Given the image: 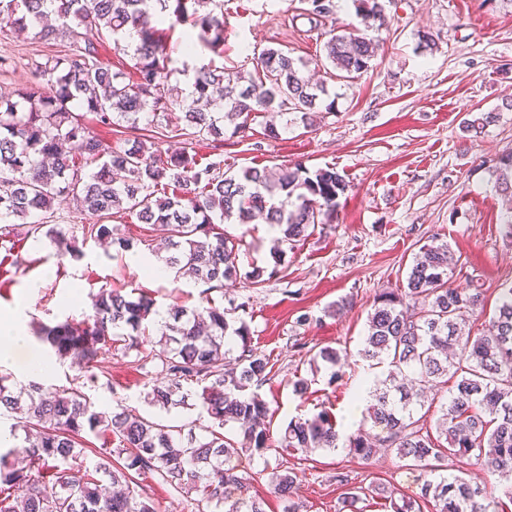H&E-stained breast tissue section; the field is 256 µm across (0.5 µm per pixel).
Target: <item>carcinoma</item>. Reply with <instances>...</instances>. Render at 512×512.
<instances>
[{"label":"carcinoma","instance_id":"carcinoma-1","mask_svg":"<svg viewBox=\"0 0 512 512\" xmlns=\"http://www.w3.org/2000/svg\"><path fill=\"white\" fill-rule=\"evenodd\" d=\"M189 2L203 0H0V31L39 24L45 40L67 33L84 43L76 53L48 58L38 79L16 90V99H0V223L35 217L29 231L50 238L59 255L77 258L73 228L52 223L55 208L72 197L101 218L114 210L134 212L141 223L168 231L155 256L207 293L240 277V243L219 225L261 221L293 248L311 227L334 223L349 185L331 169L311 172L299 162L229 175L219 162L201 164L195 153L161 150L163 139L175 134L152 130L177 108L183 130L201 140L223 137L227 123L231 136L250 137L256 112L290 110L308 123L320 107L332 109L324 104L326 85L304 74L307 62L272 47L255 59L253 76L209 63L193 68L188 91L171 85L178 70L170 67L159 26L185 28L188 56L199 45L214 52L224 44V4L212 0L214 9L199 18L188 11ZM353 4L364 27L386 25L384 0ZM333 9V0H308L304 15L318 24ZM105 32L134 60L135 79L98 59L97 37ZM324 36L326 60L340 77L358 79L372 68L376 40L336 26ZM75 105L83 113L72 112ZM86 113L113 128L137 130L142 123L144 133L114 149L86 132ZM496 118L478 112L464 129H482ZM67 142L78 143L80 160L63 151ZM493 172L512 198V152L496 160ZM81 232L122 251L132 248L112 224H83ZM463 268L448 245L425 244L406 285L374 299L360 355L372 368L385 366L386 377L366 390L362 421L343 440L327 408L290 420L277 439L270 435L268 404L250 388L270 380L275 363L252 345L247 324L232 317L241 305L176 309L158 325L151 296L99 288L86 319L43 324L39 339L94 381L99 356L118 346L136 351L137 367L165 379L145 401L168 411L185 404L184 385L197 384L213 429L202 438L184 435L126 407L99 410L79 386L49 390L31 381L18 387L1 375L0 416L20 415L9 437L19 438L21 430L24 438L0 452V512H156L137 481L146 471L216 512H266L265 499L252 493L265 477L283 512H306L295 499L294 469L250 472L245 461L275 448L294 457L340 446L365 461L380 447L392 448L420 475L414 496L397 497L383 484L355 487L350 472L338 471L330 476L346 488L338 512H364L360 504L375 498L389 512H423L428 503L435 512H488L500 486L512 502V287L498 298L492 331L475 336L466 315L483 314L485 296L477 283L453 287ZM319 359L333 368L328 383L338 382L339 353L322 348L310 355L313 363ZM427 385L448 388L432 424L420 394ZM227 424L238 427L241 440L220 432ZM90 434L104 437L101 446L87 445ZM450 455L475 458L478 474H445Z\"/></svg>","mask_w":512,"mask_h":512}]
</instances>
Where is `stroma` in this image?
<instances>
[{
	"label": "stroma",
	"instance_id": "stroma-1",
	"mask_svg": "<svg viewBox=\"0 0 512 512\" xmlns=\"http://www.w3.org/2000/svg\"><path fill=\"white\" fill-rule=\"evenodd\" d=\"M304 0H224V52L201 48L184 56L182 29L171 31L166 43L173 65L206 63L228 70L253 71L255 52L275 47L308 63V71L323 81L334 102L330 114L304 126L291 114L278 139L264 129L269 113H256L251 143L225 137L221 143L182 137L163 142L171 152L182 149L209 162H223L227 173L247 167L274 168L299 162L309 170L333 168L348 183L336 220L315 227L299 245L273 260L275 234L269 225L228 224L225 232L239 239L241 278L202 295L189 280L157 278L158 260L147 249L155 238L151 225L135 214H114L111 222L121 235L134 240L131 251L106 254L93 240L77 239L79 259L60 257L45 236L28 234L27 224L0 226V318L10 317L29 335L28 347L15 350L0 363V374L25 383L20 367L49 358L50 371L36 380L48 387L66 385L78 373L70 361L53 357L34 339L36 326L66 319L81 321L90 310V293L100 287L140 289L157 301L159 311L193 308L202 300L217 305L238 303L236 318L245 321L252 343L276 362V374L259 387L272 413L270 431L280 434L289 420L309 417L330 407L346 412L353 393L373 371L359 351L367 332L373 301L382 289L399 288L421 245L448 244L469 273L482 284L488 303L500 288L512 284V238L499 224L507 199L497 187L492 161L512 151V0H389L388 25L375 31L380 48L371 69L348 83L325 67V42L303 15ZM432 34L437 47H419L421 33ZM80 45L62 36L44 42L37 27L0 35V95L34 81L37 69L51 56L76 53ZM497 112L496 122L482 132H468L469 114ZM271 269L263 284L252 285L248 272ZM353 298L351 308L335 312L336 303ZM329 347L344 353V376L328 385L329 366L310 364L305 349ZM111 386L85 382L83 390L103 409L124 406L166 425H207L200 387L188 386L189 407L168 412L147 405L144 396L156 374L138 370L132 356L113 352L100 358ZM298 379L310 384L307 399L292 392ZM294 468L298 494L308 512H337L341 488L330 477L351 471L356 484L392 483L399 493L417 490L416 470L405 466L395 451L362 461L347 449L315 452L300 461L283 452L254 458L250 466ZM157 512H198L195 499L153 474L140 476Z\"/></svg>",
	"mask_w": 512,
	"mask_h": 512
}]
</instances>
